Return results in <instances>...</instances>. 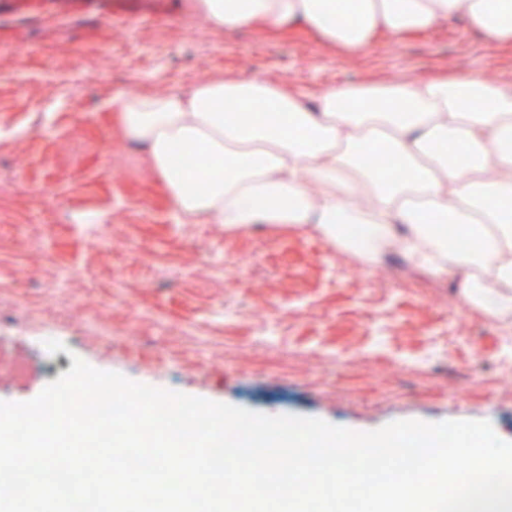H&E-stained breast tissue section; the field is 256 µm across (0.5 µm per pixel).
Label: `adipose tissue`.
Instances as JSON below:
<instances>
[{
	"mask_svg": "<svg viewBox=\"0 0 512 512\" xmlns=\"http://www.w3.org/2000/svg\"><path fill=\"white\" fill-rule=\"evenodd\" d=\"M188 8L220 29L306 31L348 51L457 15L512 42V0H189ZM228 101L237 111H225ZM108 108L184 221L233 231L290 224L368 264L397 245L416 266L459 275L469 308L512 317V86L440 75L315 97L262 77H211L187 92H121ZM439 142L447 155L433 152ZM182 144L216 162L200 188L174 169ZM374 149L405 178L365 166ZM458 236L471 248L456 247Z\"/></svg>",
	"mask_w": 512,
	"mask_h": 512,
	"instance_id": "1",
	"label": "adipose tissue"
}]
</instances>
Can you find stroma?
<instances>
[{"label":"stroma","mask_w":512,"mask_h":512,"mask_svg":"<svg viewBox=\"0 0 512 512\" xmlns=\"http://www.w3.org/2000/svg\"><path fill=\"white\" fill-rule=\"evenodd\" d=\"M453 74L512 84L465 20L358 52L215 28L185 0H0V401L81 358L129 379L358 432L487 420L512 442V323L392 250L365 264L286 224L180 222L108 100L262 76L318 94ZM64 343L51 354L45 341Z\"/></svg>","instance_id":"35a3bbf8"}]
</instances>
